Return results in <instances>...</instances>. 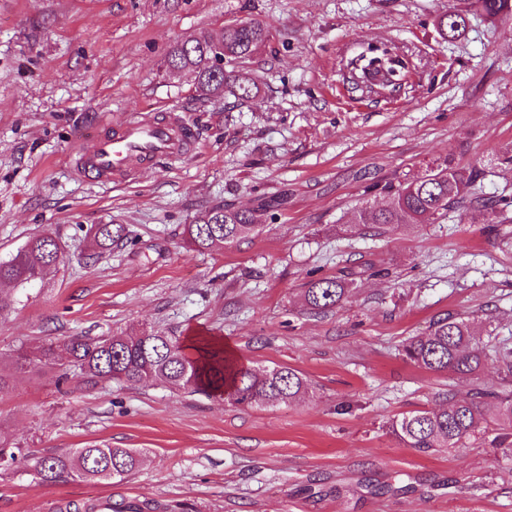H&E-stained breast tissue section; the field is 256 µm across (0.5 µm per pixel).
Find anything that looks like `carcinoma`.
I'll use <instances>...</instances> for the list:
<instances>
[{
	"label": "carcinoma",
	"instance_id": "1",
	"mask_svg": "<svg viewBox=\"0 0 512 512\" xmlns=\"http://www.w3.org/2000/svg\"><path fill=\"white\" fill-rule=\"evenodd\" d=\"M477 2L490 16L512 15V0ZM465 27V16L455 11L439 21L441 33L449 38L460 35ZM268 40L269 33L262 24L253 20L232 22L217 33L201 31L176 43L168 51L164 65L169 71L190 74L198 90L206 95H220L227 89L244 100L252 92L250 80L224 65L250 58ZM380 56L393 58L395 54L386 44L367 46L346 66L343 82L363 96L388 87L400 91L409 72L408 63L399 60L396 70L385 72L387 78L383 79L379 77L382 70L372 68L374 58ZM477 177L476 170L446 159L419 177L388 186V205L378 210L367 205L360 208L355 224L372 229L423 224L431 216L461 209ZM265 210V205L248 211L213 206L186 225L184 234L196 251L239 243L258 227ZM124 238L125 227L121 224L95 225L90 256L109 251ZM63 262L64 251L56 237L50 233L33 236L10 258L0 260V284H9L16 290L33 288L43 283L48 270ZM347 292L344 279L321 278L305 289L304 303L312 313H325L338 306ZM402 352L407 360L428 372L472 377L493 358L499 363L503 386L495 390L475 384L465 397L450 395L448 403L437 409L403 413L387 423L391 434L408 448L429 451L459 448L492 429L495 436L489 441L491 447L512 458L511 348H488L471 322L450 314L433 321L425 333L407 338ZM61 361L90 384L164 381L193 394L222 393L224 402L232 406L262 402L275 407L308 393L307 381L291 367L242 364L224 355L221 342L208 341L191 354L183 338L171 330L80 336L60 348L49 344L38 356V363L44 366H56ZM0 460L5 466L32 472L42 483L63 478L117 483L140 466L141 452L94 444L36 456L10 448L1 439Z\"/></svg>",
	"mask_w": 512,
	"mask_h": 512
}]
</instances>
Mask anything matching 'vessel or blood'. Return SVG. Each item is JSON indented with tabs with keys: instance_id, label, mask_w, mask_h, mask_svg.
<instances>
[{
	"instance_id": "1",
	"label": "vessel or blood",
	"mask_w": 512,
	"mask_h": 512,
	"mask_svg": "<svg viewBox=\"0 0 512 512\" xmlns=\"http://www.w3.org/2000/svg\"><path fill=\"white\" fill-rule=\"evenodd\" d=\"M198 145L195 129L175 109L136 111L112 124L100 118L78 137L70 170L80 182L116 187L131 180L140 166L171 164L196 152Z\"/></svg>"
}]
</instances>
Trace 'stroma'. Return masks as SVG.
<instances>
[{"label": "stroma", "mask_w": 512, "mask_h": 512, "mask_svg": "<svg viewBox=\"0 0 512 512\" xmlns=\"http://www.w3.org/2000/svg\"><path fill=\"white\" fill-rule=\"evenodd\" d=\"M463 9V35L437 22ZM268 42L236 69L248 100L205 99L164 58L176 42L240 20ZM386 43L409 62L400 93L351 99L347 61ZM181 108L198 151L101 189L73 178L68 156L94 115ZM512 16L475 0H0V259L44 232L66 260L0 315V435L35 454L89 444L135 448L118 483L42 484L0 469V512H56L112 494L142 512H512V459L484 441L423 452L389 419L465 396L470 382L400 353L438 318L470 316L512 347V206L491 224L465 213L381 233L355 226L388 183L452 158L471 189L512 199ZM266 206L259 231L198 252L183 230L215 204ZM121 224L128 241L86 264V231ZM342 277L350 293L323 314L303 292ZM146 326L214 336L254 366L284 365L309 384L279 407L150 385L84 384L14 361L75 336Z\"/></svg>", "instance_id": "stroma-1"}]
</instances>
